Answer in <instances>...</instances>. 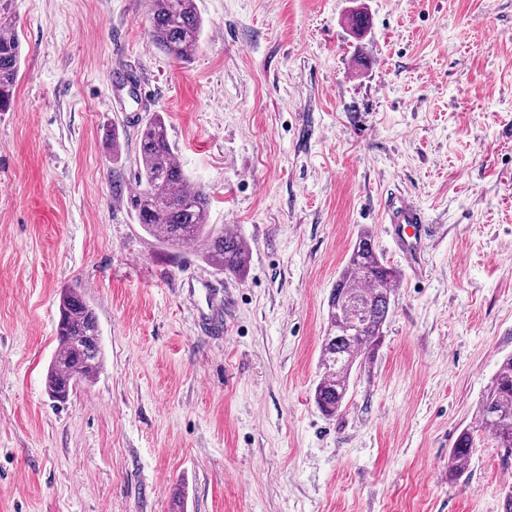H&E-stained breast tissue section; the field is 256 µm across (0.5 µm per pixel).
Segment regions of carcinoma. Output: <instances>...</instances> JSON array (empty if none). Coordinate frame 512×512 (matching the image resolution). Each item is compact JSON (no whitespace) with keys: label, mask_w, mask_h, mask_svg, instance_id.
I'll return each mask as SVG.
<instances>
[{"label":"carcinoma","mask_w":512,"mask_h":512,"mask_svg":"<svg viewBox=\"0 0 512 512\" xmlns=\"http://www.w3.org/2000/svg\"><path fill=\"white\" fill-rule=\"evenodd\" d=\"M13 0H0V112L15 106L21 59L12 18ZM147 36L170 61L184 64L195 55L202 21L194 0H150ZM136 158L138 191L130 197L138 224L160 243L179 249L199 244L219 272L242 277L249 249L228 225L208 223L210 195L189 179L175 158L164 116L154 112L142 125ZM399 273L378 255L369 231H361L348 260L330 289L327 328L321 343L322 375L314 402L326 416L338 413L352 373L372 363L384 336ZM57 351L48 366L49 397L64 403L81 383L96 378L104 364L101 330L95 309L75 290L60 300ZM478 428L457 435L448 455V473L465 472L483 432L506 458L512 457V356L500 364L479 404Z\"/></svg>","instance_id":"carcinoma-1"}]
</instances>
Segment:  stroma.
Here are the masks:
<instances>
[{
	"label": "stroma",
	"mask_w": 512,
	"mask_h": 512,
	"mask_svg": "<svg viewBox=\"0 0 512 512\" xmlns=\"http://www.w3.org/2000/svg\"><path fill=\"white\" fill-rule=\"evenodd\" d=\"M198 51L149 0H15L0 112V512H503L512 458L448 454L512 355V0H196ZM362 9L368 24L350 28ZM163 113L244 277L130 207ZM120 134L122 157L112 159ZM405 195L430 234L382 222ZM400 274L373 363L316 407L327 298L361 230ZM94 307L97 379L45 389L59 297ZM13 0H0V112L15 106L21 59L19 38L12 18ZM195 0H150L147 36L170 61L184 64L195 55L202 21Z\"/></svg>",
	"instance_id": "stroma-1"
}]
</instances>
